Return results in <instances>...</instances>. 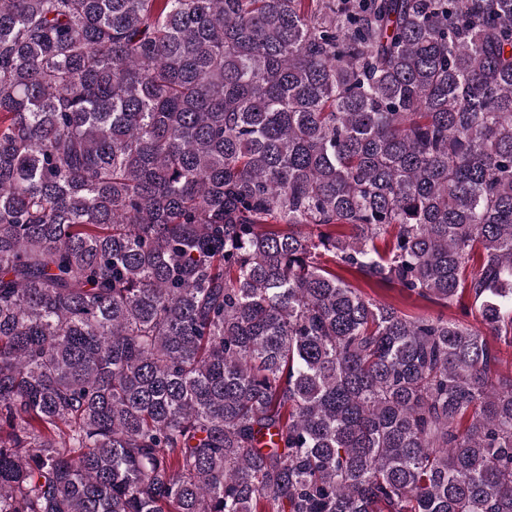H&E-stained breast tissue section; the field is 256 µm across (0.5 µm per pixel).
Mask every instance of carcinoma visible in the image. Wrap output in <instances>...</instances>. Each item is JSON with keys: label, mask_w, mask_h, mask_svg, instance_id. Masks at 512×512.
I'll use <instances>...</instances> for the list:
<instances>
[{"label": "carcinoma", "mask_w": 512, "mask_h": 512, "mask_svg": "<svg viewBox=\"0 0 512 512\" xmlns=\"http://www.w3.org/2000/svg\"><path fill=\"white\" fill-rule=\"evenodd\" d=\"M333 264L512 347V0H0V512H512L498 352ZM336 273L341 275L352 285L362 287L363 291L366 292L371 298L392 304L407 315L417 316L422 314H437L442 312L449 317L456 318L468 325L474 326L476 328L482 327L481 324L475 319L474 311L472 314L473 299L470 297L468 292L463 293L456 304L446 310L441 309L426 300L417 298L415 296H409L400 288H397L394 285H381L378 287L368 288L357 275H351L343 270H340L337 266Z\"/></svg>", "instance_id": "obj_1"}]
</instances>
